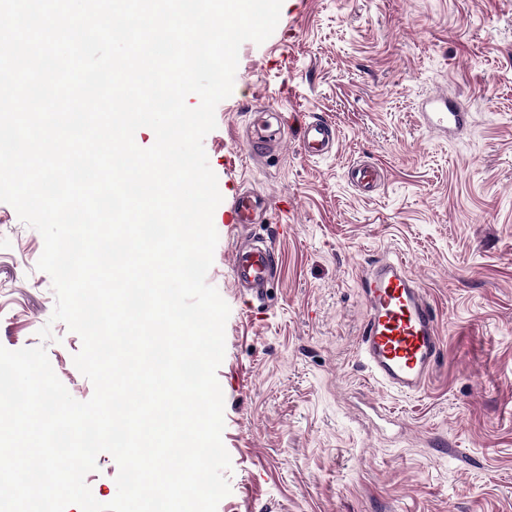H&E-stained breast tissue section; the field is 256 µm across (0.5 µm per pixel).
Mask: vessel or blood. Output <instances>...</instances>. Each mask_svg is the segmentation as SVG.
I'll return each instance as SVG.
<instances>
[{
    "label": "vessel or blood",
    "mask_w": 512,
    "mask_h": 512,
    "mask_svg": "<svg viewBox=\"0 0 512 512\" xmlns=\"http://www.w3.org/2000/svg\"><path fill=\"white\" fill-rule=\"evenodd\" d=\"M423 122L438 135H462L470 112L465 102L455 100L443 112L422 113ZM302 151L311 158L332 153L336 130L326 119L304 123L298 134ZM382 171L370 163H356L347 171L348 180L366 193L379 184ZM267 204L256 192L238 193L231 205V221L238 227L256 223ZM274 248L266 240L235 248L231 270L238 287L251 298L262 299L274 272ZM367 315L360 333L359 358L377 384L398 393L423 388L437 366L441 338L434 306L420 284L406 271L403 258L394 256L361 276Z\"/></svg>",
    "instance_id": "1"
}]
</instances>
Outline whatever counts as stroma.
<instances>
[{"instance_id":"obj_1","label":"stroma","mask_w":512,"mask_h":512,"mask_svg":"<svg viewBox=\"0 0 512 512\" xmlns=\"http://www.w3.org/2000/svg\"><path fill=\"white\" fill-rule=\"evenodd\" d=\"M440 89L472 114L459 141L417 119ZM266 110L287 125L257 156ZM215 117L204 149L222 201L206 280L230 307L217 378L231 458L217 512H512V0H283L273 34L241 45ZM316 117L335 125L338 144L313 159L296 129ZM360 161L384 170L368 195L345 177ZM245 190L268 206L241 229L226 215ZM244 237L275 246L260 303L230 276ZM43 247L0 202V346H45L85 401L81 339L50 320ZM397 253L442 336L412 395L373 384L355 354L366 316L357 276Z\"/></svg>"}]
</instances>
